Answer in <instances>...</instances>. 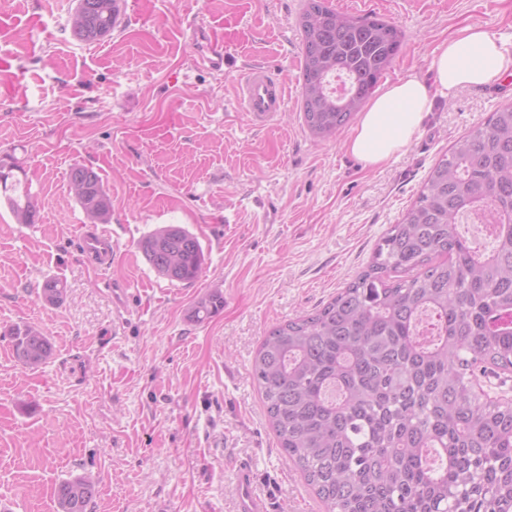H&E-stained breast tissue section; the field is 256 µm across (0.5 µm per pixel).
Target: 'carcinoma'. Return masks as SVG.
Returning a JSON list of instances; mask_svg holds the SVG:
<instances>
[{
    "label": "carcinoma",
    "instance_id": "1",
    "mask_svg": "<svg viewBox=\"0 0 512 512\" xmlns=\"http://www.w3.org/2000/svg\"><path fill=\"white\" fill-rule=\"evenodd\" d=\"M75 39L110 35L119 0H78ZM302 36V119L329 139L373 94L403 41L381 17H359L306 0ZM346 76V94L330 79ZM69 192L93 222L111 218L99 173L76 165ZM19 224L39 221L28 189L7 196ZM487 219L493 247L461 237L456 225ZM146 261L170 281L191 283L204 249L187 229L156 228L141 243ZM47 279L41 297L64 300ZM224 308L214 290L190 318ZM8 336L14 357L37 368L53 355L33 325ZM507 385L512 373V106L459 137L429 171L368 267L315 312L271 328L252 377L286 460L328 512H512V399H481L475 371ZM97 482L75 477L54 489L56 512H88Z\"/></svg>",
    "mask_w": 512,
    "mask_h": 512
}]
</instances>
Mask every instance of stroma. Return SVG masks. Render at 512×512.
Wrapping results in <instances>:
<instances>
[{
  "instance_id": "1",
  "label": "stroma",
  "mask_w": 512,
  "mask_h": 512,
  "mask_svg": "<svg viewBox=\"0 0 512 512\" xmlns=\"http://www.w3.org/2000/svg\"><path fill=\"white\" fill-rule=\"evenodd\" d=\"M304 3L120 0V26L89 44L71 33L77 0H0V158L23 167L40 210L19 224L0 199V500L11 512H56L55 486L77 476L99 485L91 512H236L241 464L273 512H325L279 448L251 378L256 352L367 267L453 141L512 105V80L437 96L403 152L364 167L344 135L320 143L303 124ZM331 5L404 32L391 81L426 74L463 26L512 37V0ZM206 38L223 44V70L201 62ZM256 67L288 88L287 110L265 125L238 98ZM77 164L111 198L105 267L79 258L95 226L68 190ZM163 224L201 242L193 283L144 259L140 241ZM50 278L66 285L57 305L40 297ZM216 288L223 310L192 321ZM23 323L53 345L35 370L3 336Z\"/></svg>"
}]
</instances>
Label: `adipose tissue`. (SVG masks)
<instances>
[{
	"instance_id": "ef3b65f1",
	"label": "adipose tissue",
	"mask_w": 512,
	"mask_h": 512,
	"mask_svg": "<svg viewBox=\"0 0 512 512\" xmlns=\"http://www.w3.org/2000/svg\"><path fill=\"white\" fill-rule=\"evenodd\" d=\"M432 70L429 81L408 75L386 83L360 112L345 140L347 151L369 168L386 163L420 130L436 96L512 77V49L490 30L467 26L437 45Z\"/></svg>"
}]
</instances>
